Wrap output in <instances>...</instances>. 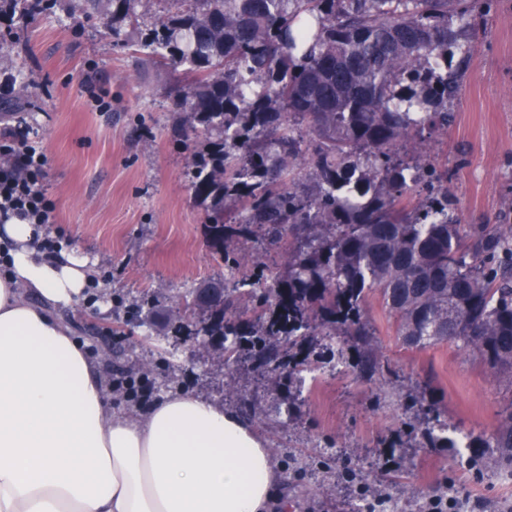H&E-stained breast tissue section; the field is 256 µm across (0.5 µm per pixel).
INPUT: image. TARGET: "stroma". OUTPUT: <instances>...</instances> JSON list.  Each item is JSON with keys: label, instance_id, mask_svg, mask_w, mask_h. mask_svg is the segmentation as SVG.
Instances as JSON below:
<instances>
[{"label": "stroma", "instance_id": "obj_1", "mask_svg": "<svg viewBox=\"0 0 512 512\" xmlns=\"http://www.w3.org/2000/svg\"><path fill=\"white\" fill-rule=\"evenodd\" d=\"M166 10V0H151L137 28L117 38L104 17L71 13L69 0L30 20L0 10V83L11 75L27 83L21 111L0 117V144L43 149L41 187L54 211L42 231L95 270L83 298L55 313L100 357L107 378L149 377V399L116 396L113 406L143 409L176 392L238 412L251 405L289 512H359L364 500L374 512H427L439 498L460 499L458 512H512V477H478L461 462L470 435L497 426L512 387L454 344L405 349L379 294L366 308L389 373L367 380L351 366L338 375L318 364L297 420L288 417L286 390L246 359L216 365L174 331L128 326L133 305L146 300L166 313L224 274L191 188L190 157L207 140L174 132L179 75L134 47ZM428 144L448 167L461 224L512 225V0H497L477 26L454 120ZM406 392L436 402L454 447L411 439L424 418L401 407Z\"/></svg>", "mask_w": 512, "mask_h": 512}]
</instances>
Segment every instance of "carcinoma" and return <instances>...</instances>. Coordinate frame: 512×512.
I'll use <instances>...</instances> for the list:
<instances>
[{
  "label": "carcinoma",
  "mask_w": 512,
  "mask_h": 512,
  "mask_svg": "<svg viewBox=\"0 0 512 512\" xmlns=\"http://www.w3.org/2000/svg\"><path fill=\"white\" fill-rule=\"evenodd\" d=\"M31 18L43 0H9ZM112 33L149 0H111ZM140 44L181 70L177 124L206 136L192 159L205 233L224 261V300L187 301L175 331L222 336L275 386L321 361L383 371L366 304L380 294L411 350L442 342L477 353L512 386V225L467 229L448 168L423 132L448 127L476 20L492 0H170ZM282 263L235 278L243 246ZM248 299L252 316L239 312ZM420 432L452 448L436 405ZM469 468L512 476V407L470 437Z\"/></svg>",
  "instance_id": "cac0c4a2"
}]
</instances>
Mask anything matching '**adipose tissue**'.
<instances>
[{
  "instance_id": "adipose-tissue-1",
  "label": "adipose tissue",
  "mask_w": 512,
  "mask_h": 512,
  "mask_svg": "<svg viewBox=\"0 0 512 512\" xmlns=\"http://www.w3.org/2000/svg\"><path fill=\"white\" fill-rule=\"evenodd\" d=\"M0 512H272L281 479L243 416L196 395L113 410L97 358L51 311L93 282L47 255L32 224L0 225Z\"/></svg>"
}]
</instances>
